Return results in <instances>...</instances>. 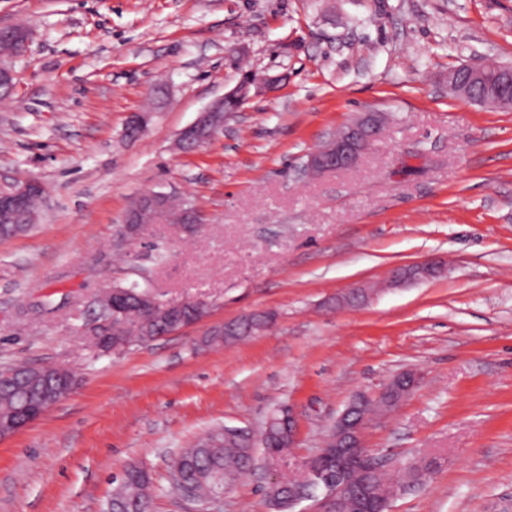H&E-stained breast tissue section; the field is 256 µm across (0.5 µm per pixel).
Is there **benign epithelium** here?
<instances>
[{
    "instance_id": "obj_1",
    "label": "benign epithelium",
    "mask_w": 512,
    "mask_h": 512,
    "mask_svg": "<svg viewBox=\"0 0 512 512\" xmlns=\"http://www.w3.org/2000/svg\"><path fill=\"white\" fill-rule=\"evenodd\" d=\"M12 43L11 53L0 55V86L13 88L16 74L12 61L27 50V32L21 27H0ZM485 67L463 65L448 73V88L456 94L470 97V88L483 82ZM251 82L242 81L200 113L196 121L180 133V141L186 146H199L209 142L224 124V113L234 112L249 99ZM381 123L367 117L348 125L333 135L323 146L314 150L308 158L307 168L316 173L345 169L353 166L360 156L379 138ZM44 200V187L37 180H28L8 190H0V218L13 219L19 213H28ZM169 196L151 192L141 196L125 219L127 236L138 235L142 225L154 224L165 213ZM447 271L446 263L431 259L413 264L407 277L409 282L429 281ZM423 376L416 370L398 374V379L389 381L379 397H389L402 391L411 392L421 383ZM375 398L358 393L331 426L329 446L307 457L296 472L297 480L305 485V492L291 498L289 507L294 508L306 500L317 503L318 512H342L345 499L359 503L361 512H387L390 498L377 499L366 491L370 477L380 470V464L366 448L363 433L368 415L362 413L363 406ZM276 421L283 430L278 435L281 448L296 445V426L291 414L280 412Z\"/></svg>"
}]
</instances>
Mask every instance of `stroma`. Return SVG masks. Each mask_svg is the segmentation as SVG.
Here are the masks:
<instances>
[{
    "mask_svg": "<svg viewBox=\"0 0 512 512\" xmlns=\"http://www.w3.org/2000/svg\"><path fill=\"white\" fill-rule=\"evenodd\" d=\"M30 31L0 99V187H45L23 233L0 238V369L54 365L73 391L0 440V512H104L133 463L151 512H265L352 396L396 373L423 382L364 445L406 485L388 512H512V107L452 94L461 65L512 64V0H0ZM251 88L208 143L178 135L245 75ZM151 112L128 137L130 117ZM364 112L381 137L317 176L308 154ZM171 192L204 223L164 220L136 240L141 194ZM431 257L443 277L387 286ZM203 300L195 325L119 353L85 334L115 286ZM374 287L359 307L346 289ZM258 312L265 330L210 331ZM292 415L297 446L220 502L169 492L170 463L214 428L260 432Z\"/></svg>",
    "mask_w": 512,
    "mask_h": 512,
    "instance_id": "stroma-1",
    "label": "stroma"
}]
</instances>
